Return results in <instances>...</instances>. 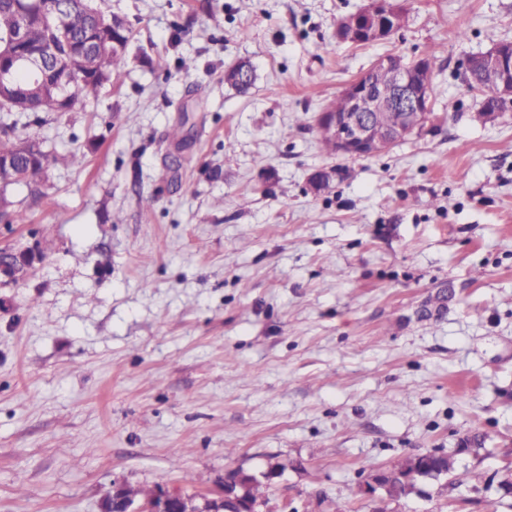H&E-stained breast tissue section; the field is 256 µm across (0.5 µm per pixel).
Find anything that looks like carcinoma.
<instances>
[{"label": "carcinoma", "instance_id": "carcinoma-1", "mask_svg": "<svg viewBox=\"0 0 512 512\" xmlns=\"http://www.w3.org/2000/svg\"><path fill=\"white\" fill-rule=\"evenodd\" d=\"M53 0H0V58L5 66H12V54L15 46L12 37L23 32L24 44L31 48H55L65 53L70 48L79 46L87 34L96 28L105 29L108 41L97 50L85 54L81 64V74L68 76L60 73L58 77L68 80V98L57 104L54 100H42L37 91L32 89L26 75L17 71L13 74L15 87L8 93H0V112H72L82 107L89 98L99 95L104 83L121 79L127 65L128 45L132 30L118 16L111 17L102 13L97 6L82 7L69 14L66 29L55 30L49 23ZM33 141L43 145L39 136L27 130L17 128V123L0 126V155L16 153L17 144ZM60 160L58 155L43 152L42 157L31 162H22L12 169L0 171V203L7 206L10 223L25 224L27 216L13 209V201L7 196V187L24 184L29 188L33 201L38 202L44 196L42 187L48 179L50 167ZM284 470L281 464H273L259 480L251 474H245L242 486L243 497L252 503L263 500L262 487L268 485L273 477ZM389 480L380 491L379 500H399L411 495L419 480L428 473L451 477V486L455 489L476 491L480 476L471 471L456 472V458L453 454L431 456L426 452L405 453L391 468L387 469Z\"/></svg>", "mask_w": 512, "mask_h": 512}]
</instances>
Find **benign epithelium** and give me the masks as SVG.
<instances>
[{
	"label": "benign epithelium",
	"mask_w": 512,
	"mask_h": 512,
	"mask_svg": "<svg viewBox=\"0 0 512 512\" xmlns=\"http://www.w3.org/2000/svg\"><path fill=\"white\" fill-rule=\"evenodd\" d=\"M401 17L403 14L394 0H367L365 7L338 22L336 36L355 45L383 40L395 33L394 26L400 23ZM84 53L83 49L58 54L53 49L21 47L13 63L28 74L34 86L64 99L67 85L62 80L52 83L49 76L60 70H78ZM381 64L391 73L392 96H377L369 73L365 72L343 89L350 99L351 111L321 112L317 117L320 130L336 141L343 155L369 157L386 152L420 131L431 119L432 73L427 70L425 59L420 56L407 61L393 55L381 59ZM473 74L477 76L473 84L484 92L480 116L486 122L494 121L505 113L504 107L512 104V43L468 56L465 76ZM383 108L402 112L400 121L388 128L376 126L372 114ZM121 489L120 484L112 486L101 512H224V503L237 504L234 482L227 476L205 493L186 495L174 488L161 487L144 503L124 498Z\"/></svg>",
	"instance_id": "1"
}]
</instances>
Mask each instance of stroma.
<instances>
[{
  "instance_id": "35a3bbf8",
  "label": "stroma",
  "mask_w": 512,
  "mask_h": 512,
  "mask_svg": "<svg viewBox=\"0 0 512 512\" xmlns=\"http://www.w3.org/2000/svg\"><path fill=\"white\" fill-rule=\"evenodd\" d=\"M98 3L132 29L121 81L25 117L85 163L53 166L36 206L9 188L29 220L0 223L32 257L0 278V512L275 463L263 512H357L364 478L433 450L488 485L426 478L392 512H512V113L474 121L463 74L512 41V0H401L404 27L361 46L336 25L367 0ZM432 45L431 123L323 151L316 117L350 80ZM241 61L245 95L224 83Z\"/></svg>"
}]
</instances>
